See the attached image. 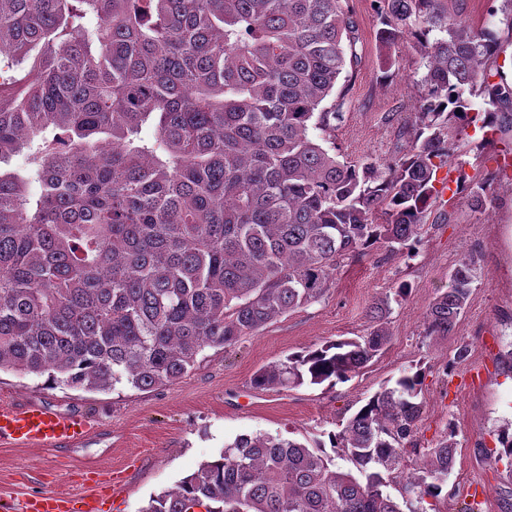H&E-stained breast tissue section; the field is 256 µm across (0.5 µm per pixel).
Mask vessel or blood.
Instances as JSON below:
<instances>
[{"instance_id":"obj_1","label":"vessel or blood","mask_w":512,"mask_h":512,"mask_svg":"<svg viewBox=\"0 0 512 512\" xmlns=\"http://www.w3.org/2000/svg\"><path fill=\"white\" fill-rule=\"evenodd\" d=\"M90 418L47 409L39 405L0 404V445L24 444L41 448H64L78 443L91 431ZM99 497L75 503L73 498L48 492L26 499L21 512H102Z\"/></svg>"}]
</instances>
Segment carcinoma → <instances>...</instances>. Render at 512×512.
Here are the masks:
<instances>
[{
	"mask_svg": "<svg viewBox=\"0 0 512 512\" xmlns=\"http://www.w3.org/2000/svg\"><path fill=\"white\" fill-rule=\"evenodd\" d=\"M378 19L381 47L420 58L419 111L396 113L406 153L348 162L325 146L358 62L343 0H0V371L155 389L324 299L343 260L381 244L414 255L452 130L511 128L512 86L490 81L497 34L448 0H379ZM21 154L29 179L7 169ZM457 184L473 211L492 204V179ZM475 279L459 260L425 335L453 331ZM408 293L375 299L366 335L290 354L251 385L350 381ZM422 385L404 370L326 442L238 435L144 512H404L386 487L409 449L426 457L406 477L409 512H426L459 442L450 421L431 447L412 443ZM497 440L512 461V425Z\"/></svg>",
	"mask_w": 512,
	"mask_h": 512,
	"instance_id": "carcinoma-1",
	"label": "carcinoma"
}]
</instances>
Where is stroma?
I'll use <instances>...</instances> for the list:
<instances>
[{"label":"stroma","mask_w":512,"mask_h":512,"mask_svg":"<svg viewBox=\"0 0 512 512\" xmlns=\"http://www.w3.org/2000/svg\"><path fill=\"white\" fill-rule=\"evenodd\" d=\"M500 5L501 0H448L449 12H462L474 27L497 33L500 51L493 71L507 81L512 79V33L492 14ZM344 7L358 28V62L338 85L345 93L346 121L336 132V148L345 161L388 160L408 148L390 116L415 109L422 75L418 58L403 47L393 65L384 64L386 51L376 39V0H344ZM455 141L469 176L493 178L490 208L473 211L462 194L434 203L416 256L378 247L345 261L324 300L289 312L234 347L205 349L179 380L149 391L88 392L0 372V402L35 403L97 419L90 435L73 448L0 445V507L53 490L76 499L102 496L107 512H143L150 497L174 489L235 436L326 438L386 380L417 365L425 373L419 447L431 446L450 421L460 442L440 512H460L472 502L478 512H512V466L494 458L501 449L496 431L512 421V366L505 359L512 348V259L500 251V226L512 224V177H495L494 158L512 147V131L486 138L470 127ZM469 256L476 260L477 279L464 314L447 338L426 336L429 304L447 287L449 270ZM403 281L410 294L392 309L388 345L349 382L332 389L252 387L251 378L262 366L366 334L367 306ZM462 345L469 349L466 359L445 374L444 364ZM115 472L123 476L116 495L107 486Z\"/></svg>","instance_id":"obj_1"}]
</instances>
